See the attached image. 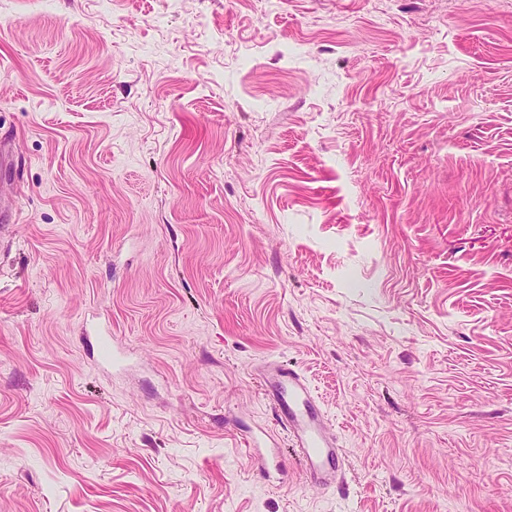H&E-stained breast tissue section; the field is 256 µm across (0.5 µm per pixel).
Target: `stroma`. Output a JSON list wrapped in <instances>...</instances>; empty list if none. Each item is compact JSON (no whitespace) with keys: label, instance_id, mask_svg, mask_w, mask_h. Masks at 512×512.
Wrapping results in <instances>:
<instances>
[{"label":"stroma","instance_id":"stroma-1","mask_svg":"<svg viewBox=\"0 0 512 512\" xmlns=\"http://www.w3.org/2000/svg\"><path fill=\"white\" fill-rule=\"evenodd\" d=\"M1 142L0 512H512V0H0ZM258 384L287 429V443L297 450L307 482L319 486L334 484L342 472V454L300 374L273 362L260 375Z\"/></svg>","mask_w":512,"mask_h":512}]
</instances>
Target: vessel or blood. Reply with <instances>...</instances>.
I'll list each match as a JSON object with an SVG mask.
<instances>
[{"mask_svg":"<svg viewBox=\"0 0 512 512\" xmlns=\"http://www.w3.org/2000/svg\"><path fill=\"white\" fill-rule=\"evenodd\" d=\"M258 384L285 426L286 440L297 450L307 482L319 486L334 484L342 471V455L300 374L273 362L260 375Z\"/></svg>","mask_w":512,"mask_h":512,"instance_id":"vessel-or-blood-1","label":"vessel or blood"}]
</instances>
